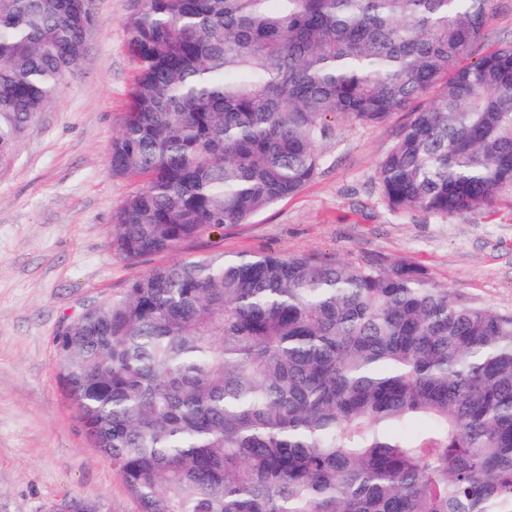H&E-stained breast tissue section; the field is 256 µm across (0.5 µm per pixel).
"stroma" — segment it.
<instances>
[{
    "instance_id": "stroma-1",
    "label": "stroma",
    "mask_w": 512,
    "mask_h": 512,
    "mask_svg": "<svg viewBox=\"0 0 512 512\" xmlns=\"http://www.w3.org/2000/svg\"><path fill=\"white\" fill-rule=\"evenodd\" d=\"M137 0H91L85 51L15 156L0 164V512H48L72 499L96 512H138L96 448L58 377L55 339L85 308L119 295L150 268L213 252L333 258L355 266L409 263L428 279L512 311V197L445 217L399 213L378 165L399 128L338 122L317 144L322 165L295 196L178 254L123 259L108 245L113 215L139 183L113 176L110 144L136 64L125 18ZM512 43V0H494L465 60Z\"/></svg>"
}]
</instances>
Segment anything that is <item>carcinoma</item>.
<instances>
[{
  "mask_svg": "<svg viewBox=\"0 0 512 512\" xmlns=\"http://www.w3.org/2000/svg\"><path fill=\"white\" fill-rule=\"evenodd\" d=\"M491 0H141L112 175L128 261L243 224L316 175L333 119H411L398 212L512 194V44ZM82 0H0V162L84 52ZM430 106L420 104L428 93ZM139 512H512V312L422 270L223 252L157 266L55 340ZM511 43L512 0H494L481 40L470 48L463 62H474L485 52Z\"/></svg>",
  "mask_w": 512,
  "mask_h": 512,
  "instance_id": "carcinoma-1",
  "label": "carcinoma"
}]
</instances>
